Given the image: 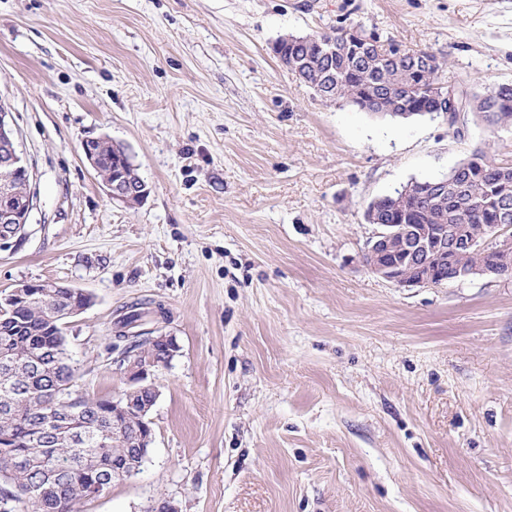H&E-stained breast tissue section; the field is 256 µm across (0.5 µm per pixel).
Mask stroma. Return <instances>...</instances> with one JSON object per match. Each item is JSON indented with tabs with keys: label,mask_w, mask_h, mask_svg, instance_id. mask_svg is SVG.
Segmentation results:
<instances>
[{
	"label": "stroma",
	"mask_w": 512,
	"mask_h": 512,
	"mask_svg": "<svg viewBox=\"0 0 512 512\" xmlns=\"http://www.w3.org/2000/svg\"><path fill=\"white\" fill-rule=\"evenodd\" d=\"M362 25L512 84V0H0V104L36 206L0 292L92 295L65 336L77 389L118 397L119 320L173 336L139 472L82 512H512V276L402 287L362 255L368 204L512 127L374 118L283 69L282 36ZM147 197L106 194L84 139ZM71 288L56 281H41L20 284L9 292L6 301L14 298L27 299L33 294L40 296H55L59 290Z\"/></svg>",
	"instance_id": "obj_1"
}]
</instances>
